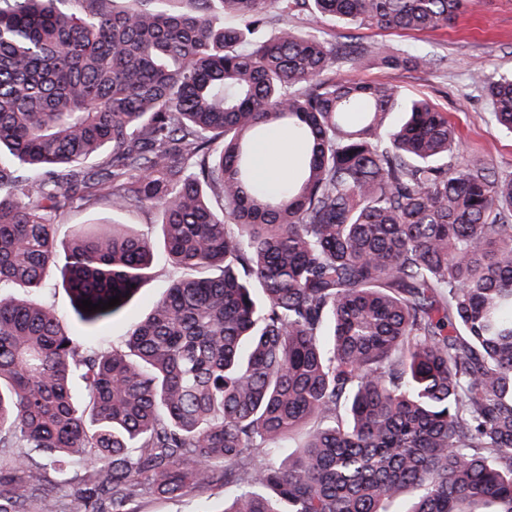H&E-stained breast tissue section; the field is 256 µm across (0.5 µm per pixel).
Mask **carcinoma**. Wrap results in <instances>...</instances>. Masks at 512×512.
<instances>
[{"instance_id":"cac0c4a2","label":"carcinoma","mask_w":512,"mask_h":512,"mask_svg":"<svg viewBox=\"0 0 512 512\" xmlns=\"http://www.w3.org/2000/svg\"><path fill=\"white\" fill-rule=\"evenodd\" d=\"M467 7L0 0V512L217 487L220 512H512V173L427 100L333 75L344 54L435 66L353 30ZM472 82L512 132V74ZM273 127L303 146L275 186L254 175ZM103 201L160 210L190 271L109 351L155 251L119 224L58 246L54 219ZM52 271L78 304L120 297L77 310L82 341L37 298Z\"/></svg>"}]
</instances>
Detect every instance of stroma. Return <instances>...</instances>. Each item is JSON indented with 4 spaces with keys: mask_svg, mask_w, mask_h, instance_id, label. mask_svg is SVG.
Wrapping results in <instances>:
<instances>
[{
    "mask_svg": "<svg viewBox=\"0 0 512 512\" xmlns=\"http://www.w3.org/2000/svg\"><path fill=\"white\" fill-rule=\"evenodd\" d=\"M360 40L396 52L418 51L434 54L437 66L421 71L385 68L374 62L359 64L339 60L337 77L397 85L408 97H423L446 112L465 153L482 156L500 173H512V134L495 131L490 108L480 89L471 81L479 67L512 72V0H471L468 10L448 26L422 32L363 29ZM113 221L130 231L157 237L160 216L151 210H112L107 204L75 209L57 227L59 243L72 233L91 229L93 223ZM179 270L164 258H157L149 278L123 312L103 329L106 344L121 343L133 321L143 316L162 295ZM225 492L193 491L177 498L152 497L139 504V512H219Z\"/></svg>",
    "mask_w": 512,
    "mask_h": 512,
    "instance_id": "1",
    "label": "stroma"
}]
</instances>
